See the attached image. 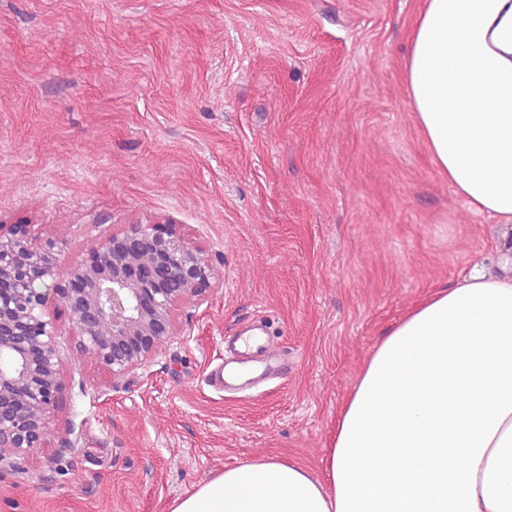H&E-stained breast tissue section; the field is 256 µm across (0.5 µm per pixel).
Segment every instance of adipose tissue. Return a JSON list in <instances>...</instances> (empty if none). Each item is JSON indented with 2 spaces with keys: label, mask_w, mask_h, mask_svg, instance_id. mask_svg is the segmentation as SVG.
Segmentation results:
<instances>
[{
  "label": "adipose tissue",
  "mask_w": 512,
  "mask_h": 512,
  "mask_svg": "<svg viewBox=\"0 0 512 512\" xmlns=\"http://www.w3.org/2000/svg\"><path fill=\"white\" fill-rule=\"evenodd\" d=\"M404 81L438 174L512 224V0H425ZM170 512H512V276L473 268L384 331L321 475L247 459Z\"/></svg>",
  "instance_id": "adipose-tissue-1"
}]
</instances>
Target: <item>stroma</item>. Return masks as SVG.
I'll list each match as a JSON object with an SVG mask.
<instances>
[{"instance_id": "1", "label": "stroma", "mask_w": 512, "mask_h": 512, "mask_svg": "<svg viewBox=\"0 0 512 512\" xmlns=\"http://www.w3.org/2000/svg\"><path fill=\"white\" fill-rule=\"evenodd\" d=\"M424 0H0V221L60 269L168 219L214 269L146 366L112 377L50 304L69 385L44 447L0 470V512H168L245 459L320 474L383 331L512 226L443 180L404 84ZM264 323L276 376L208 374Z\"/></svg>"}]
</instances>
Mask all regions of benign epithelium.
I'll return each instance as SVG.
<instances>
[{"label": "benign epithelium", "instance_id": "1", "mask_svg": "<svg viewBox=\"0 0 512 512\" xmlns=\"http://www.w3.org/2000/svg\"><path fill=\"white\" fill-rule=\"evenodd\" d=\"M57 276L56 258L31 242L27 226L0 233V463L43 447L66 387L50 300L68 299L75 347L123 376L179 334V307L203 304L214 273L174 225L134 221L73 262L64 286Z\"/></svg>", "mask_w": 512, "mask_h": 512}]
</instances>
